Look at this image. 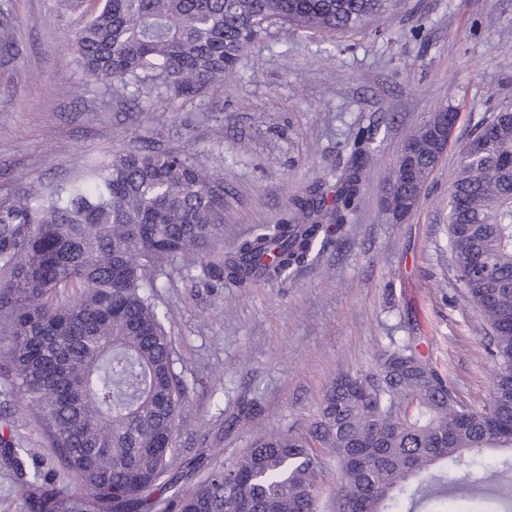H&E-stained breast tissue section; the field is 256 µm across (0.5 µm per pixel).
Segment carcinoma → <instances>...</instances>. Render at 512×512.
I'll use <instances>...</instances> for the list:
<instances>
[{"label": "carcinoma", "instance_id": "cac0c4a2", "mask_svg": "<svg viewBox=\"0 0 512 512\" xmlns=\"http://www.w3.org/2000/svg\"><path fill=\"white\" fill-rule=\"evenodd\" d=\"M79 14L74 46L90 78L118 88L161 78L194 96L224 80L267 26L336 35L368 26L391 0H60ZM479 155L459 152L448 192V244L464 293L492 335L488 401L465 404L414 338L386 349L371 375L341 374L308 435L269 433L229 468L194 457L174 469L188 386L147 289L173 259L199 256L190 281L246 289L285 280L338 243L360 182L333 196L313 184L288 219L262 224L232 250L224 184L197 157L144 149L112 156L88 181L48 189L27 178L0 198V341L7 376L74 479L69 505L23 462L36 453L0 437L32 512H319V451L336 457V512H512V110L481 124ZM416 176L395 170L415 209L434 168V135L408 139Z\"/></svg>", "mask_w": 512, "mask_h": 512}]
</instances>
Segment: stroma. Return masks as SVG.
I'll return each mask as SVG.
<instances>
[{
    "label": "stroma",
    "instance_id": "stroma-1",
    "mask_svg": "<svg viewBox=\"0 0 512 512\" xmlns=\"http://www.w3.org/2000/svg\"><path fill=\"white\" fill-rule=\"evenodd\" d=\"M9 6L14 48L0 53V198L19 178L82 179L111 154L146 147L216 157L224 249L288 215L292 200L369 142L344 239L285 281L240 290L190 283L187 261L158 276L155 303L189 385L177 452L232 465L270 431H308L344 372L416 337L472 406L494 371L482 319L456 285L448 190L459 151L495 109L512 105V0H394L384 20L327 36L271 24L222 85L184 97L146 83L115 89L76 61L74 15L57 0ZM458 121L420 206L402 221L382 198L403 143L431 112ZM249 417L229 425L233 412ZM0 431L25 447L44 435L0 372Z\"/></svg>",
    "mask_w": 512,
    "mask_h": 512
}]
</instances>
